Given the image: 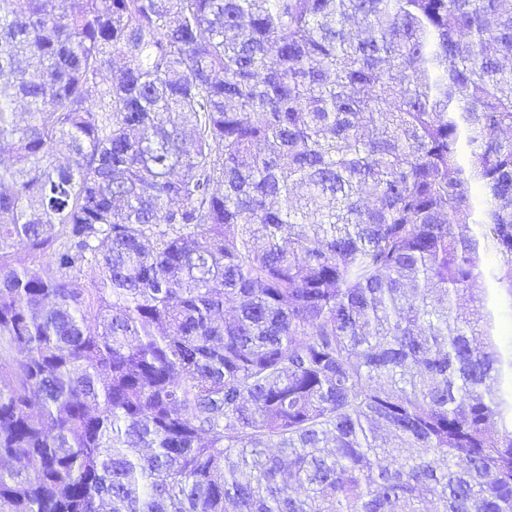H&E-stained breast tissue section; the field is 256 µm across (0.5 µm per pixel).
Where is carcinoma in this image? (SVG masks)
I'll return each instance as SVG.
<instances>
[{"label":"carcinoma","instance_id":"obj_1","mask_svg":"<svg viewBox=\"0 0 512 512\" xmlns=\"http://www.w3.org/2000/svg\"><path fill=\"white\" fill-rule=\"evenodd\" d=\"M506 58L512 0H0V512H512Z\"/></svg>","mask_w":512,"mask_h":512}]
</instances>
